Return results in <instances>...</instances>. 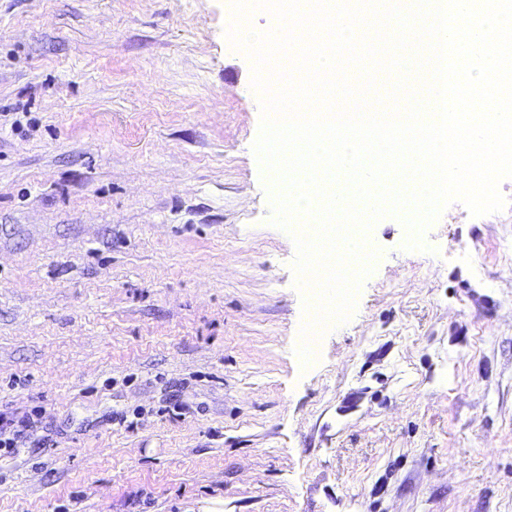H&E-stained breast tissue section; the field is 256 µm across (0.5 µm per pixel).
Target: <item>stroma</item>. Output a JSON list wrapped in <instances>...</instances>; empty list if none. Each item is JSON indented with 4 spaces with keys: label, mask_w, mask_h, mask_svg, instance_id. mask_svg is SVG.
Returning <instances> with one entry per match:
<instances>
[{
    "label": "stroma",
    "mask_w": 512,
    "mask_h": 512,
    "mask_svg": "<svg viewBox=\"0 0 512 512\" xmlns=\"http://www.w3.org/2000/svg\"><path fill=\"white\" fill-rule=\"evenodd\" d=\"M229 9L0 0V512H512V205L374 225L302 364Z\"/></svg>",
    "instance_id": "stroma-1"
}]
</instances>
